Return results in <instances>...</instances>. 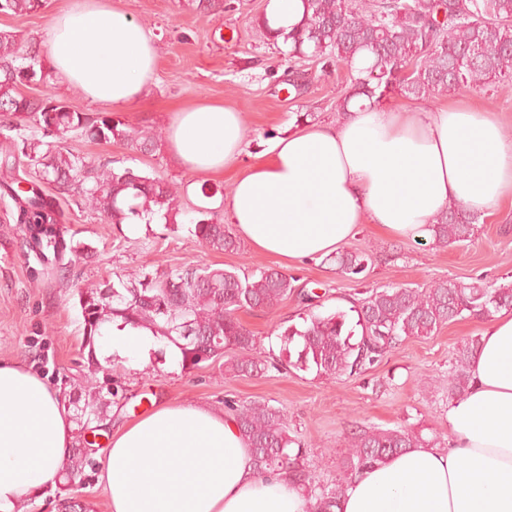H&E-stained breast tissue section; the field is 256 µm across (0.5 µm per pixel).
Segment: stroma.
<instances>
[{
	"instance_id": "obj_1",
	"label": "stroma",
	"mask_w": 512,
	"mask_h": 512,
	"mask_svg": "<svg viewBox=\"0 0 512 512\" xmlns=\"http://www.w3.org/2000/svg\"><path fill=\"white\" fill-rule=\"evenodd\" d=\"M105 2L153 34V78L140 100L120 107L118 113L129 128L153 130L158 138L148 153L73 135L62 145L101 163L134 159L137 167L177 188L183 212L178 223L155 221L132 233L80 208L75 196L58 195L64 219L60 230L83 247V259L74 264L38 259L30 249L28 228L15 221L13 202L0 197V360L32 368L64 395H72L86 373L76 290L143 271L199 265L241 275L273 268L293 276L297 288L315 292L313 301L291 296L275 310L239 314L267 356L279 349L282 327L299 323L310 311L348 310L364 285L425 288L445 278L495 285L512 281V200L492 215L481 216L473 241L464 246H441L430 237L397 240L373 225H361L348 243L371 256L361 284L342 277L335 263L323 257L287 267L245 242L235 251L200 244L191 232L192 222L202 210L213 220L228 222L227 199L236 171L206 176L184 168L167 140L174 109L216 102L242 112L246 132L240 163L245 166L297 130V113H311L316 125L336 121V97L345 88L347 71L323 74L320 59L291 60L285 46L267 44L255 28L267 0H224L223 13L215 15L200 13L188 0ZM69 3L44 0L37 12L0 15V32L15 35L23 47H46L52 19ZM484 326V320L472 317L449 323L432 335L406 340L361 375L339 380L291 367L238 377L226 372L220 358L185 370L163 345L150 351L138 368L126 367L116 357L96 375L99 383L118 390L107 409L109 423L99 435L108 437L164 402L220 412L230 397L241 403L263 399L283 411L317 484L330 486L345 478L341 460L358 427H405L430 440L444 439L453 352L467 338L481 335Z\"/></svg>"
}]
</instances>
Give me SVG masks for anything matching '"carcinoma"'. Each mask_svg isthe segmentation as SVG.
Wrapping results in <instances>:
<instances>
[{"mask_svg":"<svg viewBox=\"0 0 512 512\" xmlns=\"http://www.w3.org/2000/svg\"><path fill=\"white\" fill-rule=\"evenodd\" d=\"M304 11L291 32L274 30L267 16L255 19L269 41L288 45V58L311 53L323 69L344 64L349 85L336 107L348 112L355 97L373 105L392 95L430 102L443 91H495L512 88V0H302ZM42 0H0V15L37 10ZM52 76L46 56L21 50L14 35L0 32V196L9 197L17 223L36 231L34 244L57 240L60 214L54 200L37 185H55L77 194L83 205L113 224L137 216L150 224L177 223L179 206L171 185L133 165L118 167L94 161L59 147L51 139L84 136L107 144L120 143L147 151L154 134L131 130L120 115L83 112L52 95L30 96V81L46 83ZM34 120L41 135L22 133ZM27 159L28 191L13 174L16 155ZM480 213L453 204L435 216L434 240L462 246L472 240ZM194 236L212 249L234 251L240 242L229 228L209 218L194 223ZM365 254L340 250L336 269L357 280L367 268ZM294 278L272 268L240 277L228 269L186 267L162 273L141 272L113 283L102 281L76 292L83 325L88 373L75 399L82 427L102 421L107 399L95 374L100 368L96 340L112 321L153 331L181 353V366L193 370L226 349L240 355L225 362L236 376L262 373L281 362L319 377L336 380L365 372L393 348L413 337L431 335L445 324L466 317L489 318L512 308V282L489 288L480 282L443 279L427 288L393 285L371 287L352 302L349 311L311 314L300 326L280 333V355L272 361L257 350L254 336L237 317L241 310L270 311L294 295ZM191 321L195 340L181 338V323ZM480 339L471 338L455 350L448 369V397H462L470 386L469 365ZM241 435L251 448L258 473L286 470L292 481L310 490L312 512H335L347 483L316 488L303 465L302 448L286 431L280 409L265 400L239 404L224 400ZM426 443L408 429H361L351 437L343 461L347 477L380 465L407 448ZM87 453L69 451L62 462L65 495L59 512H89L73 494L81 486Z\"/></svg>","mask_w":512,"mask_h":512,"instance_id":"1","label":"carcinoma"}]
</instances>
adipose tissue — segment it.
Instances as JSON below:
<instances>
[{
  "label": "adipose tissue",
  "mask_w": 512,
  "mask_h": 512,
  "mask_svg": "<svg viewBox=\"0 0 512 512\" xmlns=\"http://www.w3.org/2000/svg\"><path fill=\"white\" fill-rule=\"evenodd\" d=\"M157 59L152 34L103 0H73L49 30L48 61L91 100L141 98ZM242 113L176 109L169 146L191 172L220 175L242 153ZM512 196V137L494 113L458 101L380 105L304 127L239 172L228 210L254 250L291 265L336 251L373 224L418 240L455 202L491 211ZM147 329L108 326L100 353L142 361ZM472 386L448 407L445 446L410 448L351 479L337 512H512V312L489 322L470 362ZM74 424L40 373L0 361V512L62 481ZM99 480L109 512H309L287 471L257 474L231 414L164 404L120 427Z\"/></svg>",
  "instance_id": "obj_1"
}]
</instances>
